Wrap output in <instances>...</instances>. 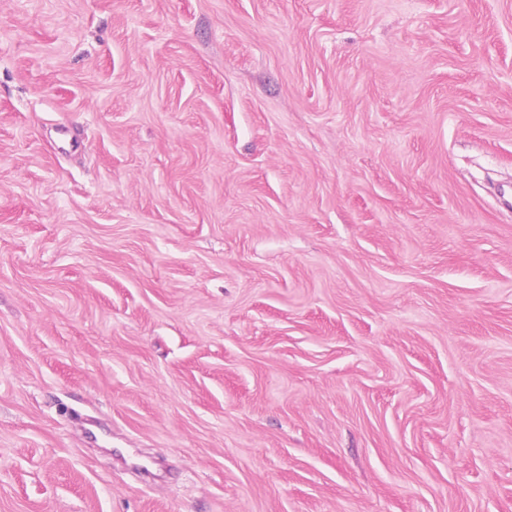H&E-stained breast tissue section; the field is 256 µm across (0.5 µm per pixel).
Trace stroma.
I'll return each instance as SVG.
<instances>
[{"instance_id":"obj_1","label":"stroma","mask_w":512,"mask_h":512,"mask_svg":"<svg viewBox=\"0 0 512 512\" xmlns=\"http://www.w3.org/2000/svg\"><path fill=\"white\" fill-rule=\"evenodd\" d=\"M0 512H512V0H0Z\"/></svg>"}]
</instances>
